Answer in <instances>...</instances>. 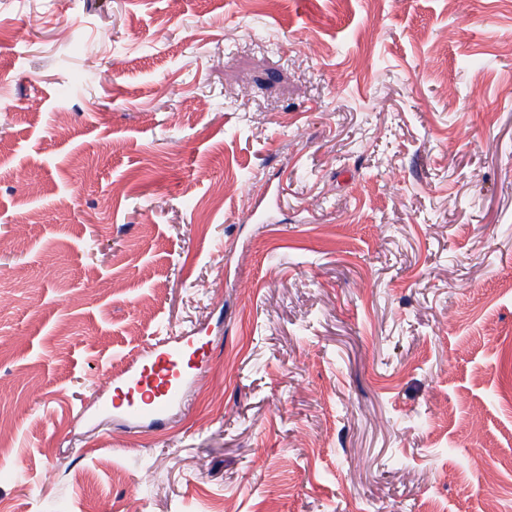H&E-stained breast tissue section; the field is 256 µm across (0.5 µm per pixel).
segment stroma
Listing matches in <instances>:
<instances>
[{
  "mask_svg": "<svg viewBox=\"0 0 512 512\" xmlns=\"http://www.w3.org/2000/svg\"><path fill=\"white\" fill-rule=\"evenodd\" d=\"M1 294L0 512H512V0H0ZM206 345L163 343L115 385L112 407L132 417L164 421L173 405L186 403L182 388L185 372L196 368V360L205 355Z\"/></svg>",
  "mask_w": 512,
  "mask_h": 512,
  "instance_id": "35a3bbf8",
  "label": "stroma"
}]
</instances>
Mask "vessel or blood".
Returning <instances> with one entry per match:
<instances>
[{"instance_id": "vessel-or-blood-1", "label": "vessel or blood", "mask_w": 512, "mask_h": 512, "mask_svg": "<svg viewBox=\"0 0 512 512\" xmlns=\"http://www.w3.org/2000/svg\"><path fill=\"white\" fill-rule=\"evenodd\" d=\"M204 346L164 343L115 385L113 408L137 418L164 421L168 410L186 401L182 383L186 370L194 368Z\"/></svg>"}]
</instances>
